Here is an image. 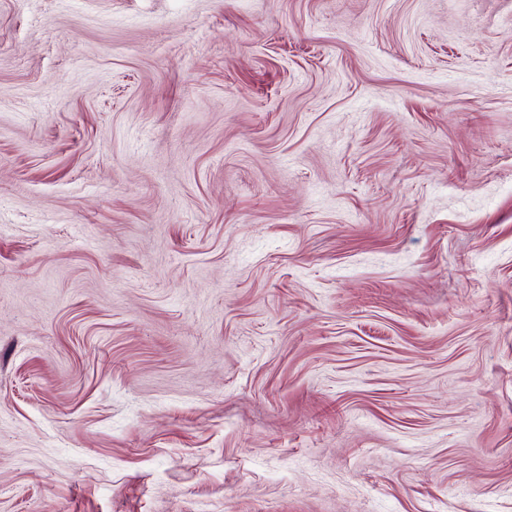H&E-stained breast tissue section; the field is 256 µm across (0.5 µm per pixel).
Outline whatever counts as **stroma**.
<instances>
[{
	"label": "stroma",
	"mask_w": 512,
	"mask_h": 512,
	"mask_svg": "<svg viewBox=\"0 0 512 512\" xmlns=\"http://www.w3.org/2000/svg\"><path fill=\"white\" fill-rule=\"evenodd\" d=\"M0 512H512V0H0Z\"/></svg>",
	"instance_id": "1"
}]
</instances>
